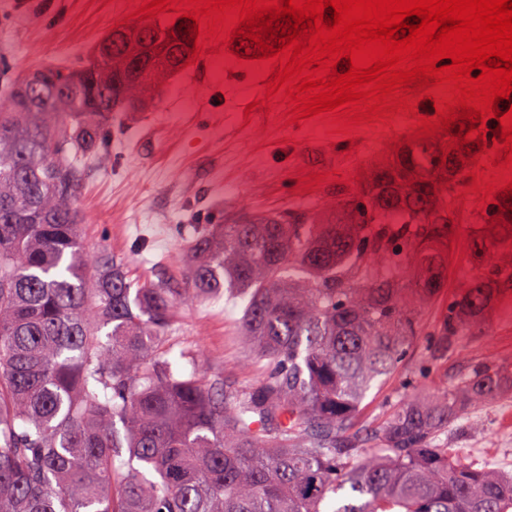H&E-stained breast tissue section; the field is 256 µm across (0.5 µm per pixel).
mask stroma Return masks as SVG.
Returning <instances> with one entry per match:
<instances>
[{
	"label": "stroma",
	"mask_w": 512,
	"mask_h": 512,
	"mask_svg": "<svg viewBox=\"0 0 512 512\" xmlns=\"http://www.w3.org/2000/svg\"><path fill=\"white\" fill-rule=\"evenodd\" d=\"M147 20L136 0H0V73L70 65L127 18ZM206 46L143 112L112 115L111 148L85 161L77 205L88 252L109 249L132 277L185 285L184 247L194 228L221 223L240 206L267 214L285 209L327 214L356 198L368 169L387 146L378 126L358 136L329 131L324 118L295 120L291 105L267 102V77L240 66L235 45L201 32ZM446 286L420 309L415 341L394 375L365 400L378 421L403 395L453 382L478 364L512 362V309L491 312L449 340L440 323L461 286L477 271L470 239L479 199L453 200ZM246 299L224 290L177 309L174 352L188 351L197 370L226 384L259 386L263 363L251 359L241 331ZM466 460L512 471V393L467 408L441 436Z\"/></svg>",
	"instance_id": "stroma-1"
}]
</instances>
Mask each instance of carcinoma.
<instances>
[{"mask_svg": "<svg viewBox=\"0 0 512 512\" xmlns=\"http://www.w3.org/2000/svg\"><path fill=\"white\" fill-rule=\"evenodd\" d=\"M185 38L186 22H144L108 55L40 68L31 95L0 83V512H512V475L436 443L466 405L512 390V362L409 394L375 424L361 416L443 287L435 246L479 140L454 141L446 166L441 133L396 145L362 199L319 222L241 207L189 240L178 291L86 252L83 162L105 152L112 113L185 70ZM477 223L471 257L494 266L450 306L445 340L512 290V195L495 193ZM224 288L248 296L242 334L267 369L256 388L171 356L178 306Z\"/></svg>", "mask_w": 512, "mask_h": 512, "instance_id": "1", "label": "carcinoma"}]
</instances>
